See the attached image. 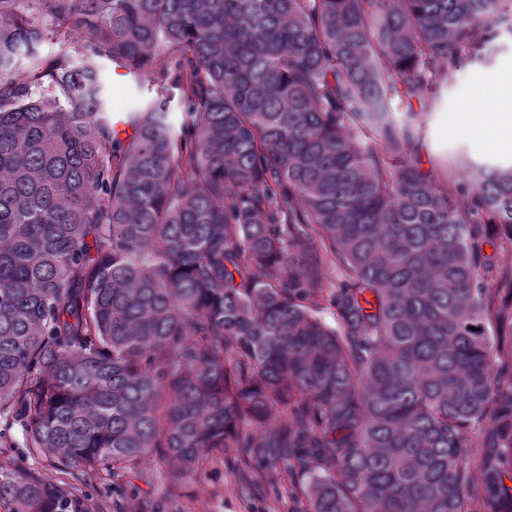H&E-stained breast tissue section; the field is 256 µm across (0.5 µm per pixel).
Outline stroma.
Masks as SVG:
<instances>
[{"instance_id":"1","label":"stroma","mask_w":512,"mask_h":512,"mask_svg":"<svg viewBox=\"0 0 512 512\" xmlns=\"http://www.w3.org/2000/svg\"><path fill=\"white\" fill-rule=\"evenodd\" d=\"M101 80L114 118H123L139 101L158 97L168 100L172 114L184 110L179 90L140 81L112 62L102 63ZM509 81L512 34L504 32L487 61L464 64L433 88L415 126L423 167L438 181H460L466 164L512 163V143L491 140L472 120L491 84ZM165 470L162 461L149 457L134 471L119 476L101 469L81 471L77 484L93 504V512H130L135 502L143 512H150L160 498L166 501L164 512H294L296 508L284 484L260 496L245 494L238 472L225 461L216 463L207 474L185 481L178 493L167 499L161 478Z\"/></svg>"}]
</instances>
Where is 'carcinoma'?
<instances>
[{"label": "carcinoma", "mask_w": 512, "mask_h": 512, "mask_svg": "<svg viewBox=\"0 0 512 512\" xmlns=\"http://www.w3.org/2000/svg\"><path fill=\"white\" fill-rule=\"evenodd\" d=\"M511 21L512 0H0V430L63 475L1 465L5 512H90L66 477L150 456L166 498L232 455L255 488L283 467L302 512L512 503L488 331L512 311L480 230L512 245V164L450 191L413 131ZM104 60L187 111L140 102L120 137Z\"/></svg>", "instance_id": "carcinoma-1"}]
</instances>
